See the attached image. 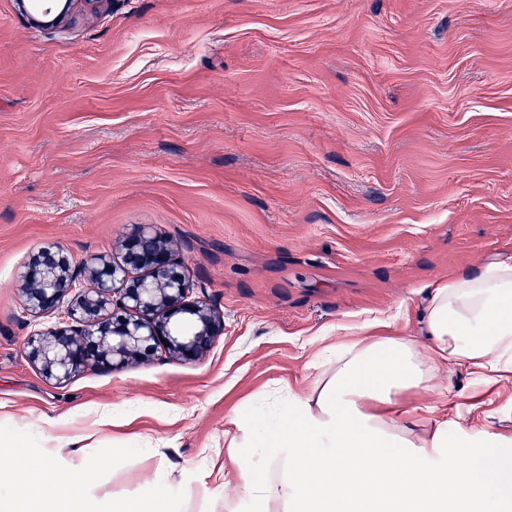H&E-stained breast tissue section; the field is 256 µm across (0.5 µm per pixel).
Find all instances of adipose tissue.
I'll use <instances>...</instances> for the list:
<instances>
[{
	"instance_id": "adipose-tissue-1",
	"label": "adipose tissue",
	"mask_w": 512,
	"mask_h": 512,
	"mask_svg": "<svg viewBox=\"0 0 512 512\" xmlns=\"http://www.w3.org/2000/svg\"><path fill=\"white\" fill-rule=\"evenodd\" d=\"M428 345L361 339L315 355L310 388L286 389L270 417L236 411L224 429V512H498L512 474L480 463L512 438H473L450 401L415 417L407 391L439 393V373L474 385L512 379V255L432 288Z\"/></svg>"
}]
</instances>
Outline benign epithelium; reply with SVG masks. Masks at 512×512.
<instances>
[{
	"label": "benign epithelium",
	"instance_id": "7a95c632",
	"mask_svg": "<svg viewBox=\"0 0 512 512\" xmlns=\"http://www.w3.org/2000/svg\"><path fill=\"white\" fill-rule=\"evenodd\" d=\"M73 0H45L32 21L59 24ZM22 313L55 314L33 332L28 358L48 379L66 382L89 367L123 368L146 361L161 346L181 361H197L224 334L215 306L189 299L175 251L148 227H135L119 262L91 257L73 266L60 249L34 256L21 275Z\"/></svg>",
	"mask_w": 512,
	"mask_h": 512
}]
</instances>
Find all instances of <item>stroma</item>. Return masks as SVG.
I'll list each match as a JSON object with an SVG mask.
<instances>
[{"mask_svg":"<svg viewBox=\"0 0 512 512\" xmlns=\"http://www.w3.org/2000/svg\"><path fill=\"white\" fill-rule=\"evenodd\" d=\"M141 224L223 336L46 379L20 273ZM511 254L512 0H78L52 28L0 0V459H93L90 512L148 481L223 512L231 411L323 347L420 338L432 286ZM440 382L512 435V383Z\"/></svg>","mask_w":512,"mask_h":512,"instance_id":"1","label":"stroma"}]
</instances>
